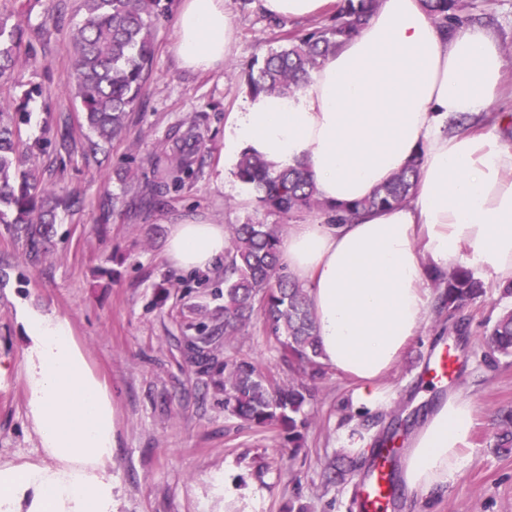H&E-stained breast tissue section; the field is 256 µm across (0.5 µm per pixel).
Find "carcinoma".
<instances>
[{
	"label": "carcinoma",
	"mask_w": 512,
	"mask_h": 512,
	"mask_svg": "<svg viewBox=\"0 0 512 512\" xmlns=\"http://www.w3.org/2000/svg\"><path fill=\"white\" fill-rule=\"evenodd\" d=\"M422 2L443 27L468 21L464 0ZM374 5L375 0H341L336 15L327 23L304 33L286 34L285 45L245 76L247 93L295 94L325 57L358 30ZM82 8L83 20L73 32V93L87 129L82 154L87 160H95L102 144L125 136L129 114L141 105L154 56V21L165 11V5L162 0H82ZM28 55L26 31L17 26L9 28L0 21L1 85L12 82L18 62ZM26 113L27 102L6 103L0 99V223L14 225L29 251L36 252L44 225L55 223L57 211L71 209L74 200L48 187L33 163L34 148L20 146V125ZM200 142L201 133L194 122L177 132L171 138L163 180L140 195L139 201L150 206L190 176ZM235 176L258 191L259 205L266 211L285 217L320 211L339 223L361 211L408 203L419 176V164L413 163L371 196L346 205L320 199L304 170L273 171L262 159L249 154L240 158ZM227 233L223 320L210 328L203 327V335L197 340L210 345L215 336L222 335L228 341L259 314L288 362L307 368L312 379L323 377L308 293L284 273L280 263L281 231L273 224L255 221L232 224ZM433 281L440 288L438 312H448L450 319L459 306L486 295L483 280L463 266L437 272ZM482 335L485 357L490 362L512 359V309L504 306L493 323L484 325ZM219 374L222 379L216 381V386L224 392V408L231 414L258 426L280 425L288 430L290 442L299 437L298 427L306 424L308 407L315 398L313 388L303 382L281 384L248 358L224 361ZM491 446L499 453H512V408L498 411ZM359 470L358 461L343 453L330 464L328 479L341 481Z\"/></svg>",
	"instance_id": "cac0c4a2"
}]
</instances>
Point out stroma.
Masks as SVG:
<instances>
[{
  "mask_svg": "<svg viewBox=\"0 0 512 512\" xmlns=\"http://www.w3.org/2000/svg\"><path fill=\"white\" fill-rule=\"evenodd\" d=\"M155 22V54L146 80L144 105L132 112L129 129L86 161V133L70 88L72 32L81 22V0H67L58 26L38 35L51 0H0V20L23 26L34 60L19 63L0 97L20 100L34 91L24 141H47L37 164L56 191L80 200L59 211L48 241L30 254L12 225L0 224V464L39 458L43 450L26 416L22 373L20 306L67 319L89 369L112 395L116 446L106 464L112 474L114 512H356L358 480L326 483L324 467L340 450L370 461L373 449L397 438L402 448L429 414L448 397L474 406L467 439L471 460L442 489L404 491L389 512H512V454L490 446L498 409L512 406V361L490 363L480 325L502 310L495 279L481 277L486 296L461 306L459 334L447 316L429 310L396 365L381 381L382 400L358 406L357 383L327 368L317 383L301 447L287 431L249 425L224 408L213 374L201 372L189 345L199 326V309L223 306L224 264L180 275L169 268L165 243L170 224L200 218L213 224H311L318 212L293 218L259 208L253 188L242 184L224 162V125L246 100L240 77L254 60L279 49L290 31H307L321 18L294 21L268 16L261 0H225L235 29L231 55L201 74L180 67L172 46L174 19L182 0H166ZM477 23L490 26L503 47L512 48V0H468ZM196 122L203 143L195 173L171 189L163 205L135 204V183L153 181L155 163L168 154V135ZM69 126L72 138L54 133ZM168 296L155 305L157 284ZM219 358H248L278 381L295 379L280 347L261 318L230 341H216ZM459 355L456 381L442 391L423 373L442 347Z\"/></svg>",
  "mask_w": 512,
  "mask_h": 512,
  "instance_id": "stroma-1",
  "label": "stroma"
}]
</instances>
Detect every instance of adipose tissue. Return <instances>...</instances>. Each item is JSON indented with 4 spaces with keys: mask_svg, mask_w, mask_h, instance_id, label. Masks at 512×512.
Returning <instances> with one entry per match:
<instances>
[{
    "mask_svg": "<svg viewBox=\"0 0 512 512\" xmlns=\"http://www.w3.org/2000/svg\"><path fill=\"white\" fill-rule=\"evenodd\" d=\"M175 55L206 72L229 54L224 0H182ZM505 58L482 24L443 30L422 0H377L363 25L294 95L247 98L224 128V159L249 152L273 170L303 168L319 197L370 196L412 162L408 203L342 224H295L280 262L308 290L323 363L354 378L359 405L380 401L378 379L422 327L430 275L459 263L512 282V145L492 130L453 128L499 97ZM223 225L172 224L165 245L179 272L211 269ZM26 412L43 459L0 465V512H113L112 396L87 368L69 322L24 315ZM470 402L449 398L408 449L413 491L440 487L468 457Z\"/></svg>",
    "mask_w": 512,
    "mask_h": 512,
    "instance_id": "obj_1",
    "label": "adipose tissue"
}]
</instances>
